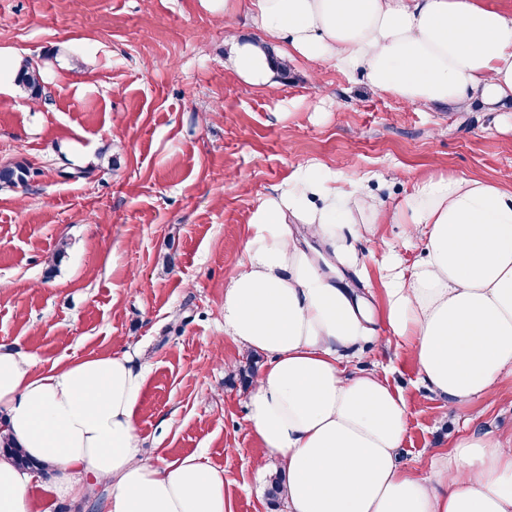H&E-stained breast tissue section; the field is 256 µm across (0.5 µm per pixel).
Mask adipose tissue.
<instances>
[{"mask_svg":"<svg viewBox=\"0 0 512 512\" xmlns=\"http://www.w3.org/2000/svg\"><path fill=\"white\" fill-rule=\"evenodd\" d=\"M259 40L231 36L225 63L247 86L278 87L275 60L327 61L408 105L487 111L512 102V15L482 0H252ZM350 165L300 161L258 199L238 270L224 288V333L271 363L256 376L247 422L263 466L285 475L287 512H512V440L456 441L428 475L400 465L406 405L366 344L405 339L449 404L492 397L512 374V176L416 181L394 209ZM399 224L423 242L407 269L390 260L383 310L347 275L356 244ZM144 365L124 353L46 372L0 345L4 431L53 473L45 491L80 497L107 483L106 512H227L224 473L188 456L163 467L137 445ZM36 477L0 457V512H33Z\"/></svg>","mask_w":512,"mask_h":512,"instance_id":"adipose-tissue-1","label":"adipose tissue"}]
</instances>
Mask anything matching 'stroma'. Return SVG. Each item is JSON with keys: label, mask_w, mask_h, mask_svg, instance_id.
Listing matches in <instances>:
<instances>
[{"label": "stroma", "mask_w": 512, "mask_h": 512, "mask_svg": "<svg viewBox=\"0 0 512 512\" xmlns=\"http://www.w3.org/2000/svg\"><path fill=\"white\" fill-rule=\"evenodd\" d=\"M1 48L38 63L43 94L0 103V166L31 173L0 188V345L38 371L138 357L144 460L200 457L223 470L228 512H269L249 390L215 357L247 356L223 304L254 203L304 159L350 158L391 207L418 178L498 179L512 172V104L405 105L323 61L290 62L277 94L255 90L225 67L224 25L201 0H0ZM420 248L382 225L358 246L354 288L381 306L384 250L409 265ZM374 366L406 404L405 467L427 474L467 435L512 438V376L463 409L431 392L406 343L349 360Z\"/></svg>", "instance_id": "1"}]
</instances>
